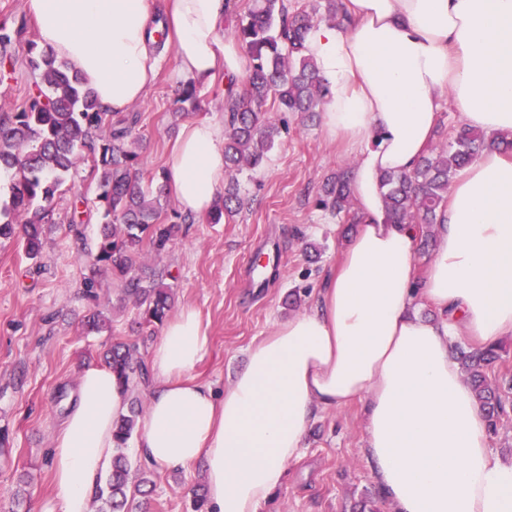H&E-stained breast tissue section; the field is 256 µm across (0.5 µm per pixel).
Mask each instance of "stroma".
<instances>
[{"label":"stroma","mask_w":512,"mask_h":512,"mask_svg":"<svg viewBox=\"0 0 512 512\" xmlns=\"http://www.w3.org/2000/svg\"><path fill=\"white\" fill-rule=\"evenodd\" d=\"M163 64L147 96L131 111L133 134L145 171L165 168L170 146L183 123L175 115L180 90L172 79L175 56ZM287 118L288 133L263 166L239 176L243 209L220 223L195 218L182 225L161 259L148 267L164 272L174 287L173 311L196 309L210 348L195 377L223 393L242 366L248 348L285 319L308 312L324 276L336 264L350 233L317 199L324 181L349 169L352 156L328 139L320 114L273 113ZM94 199L96 184L87 166L69 176L52 203L55 221L46 225L38 261L26 258L15 240L0 241V512H54L51 448L65 410L59 393H72L82 370L101 364L105 344L136 343L149 354L159 332L140 325L138 310L121 299L119 278H101L99 308L110 331H88L80 283L88 274L84 251L94 246L99 219L88 211L83 239L68 231L74 192ZM365 416L359 405L319 413L299 462L262 512H350L380 490L364 455ZM132 480L147 477L155 490L150 512H191L203 492L200 466L169 470L143 463L127 446Z\"/></svg>","instance_id":"1"}]
</instances>
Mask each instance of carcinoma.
<instances>
[{"mask_svg": "<svg viewBox=\"0 0 512 512\" xmlns=\"http://www.w3.org/2000/svg\"><path fill=\"white\" fill-rule=\"evenodd\" d=\"M334 20L345 17L339 0H323L312 8L289 7L288 0H251L247 12L236 17L232 37L246 50L249 74L242 89L227 82L224 95V194L210 215L213 223L240 210L238 175L243 168L262 165L276 138L288 133V124L270 121L267 112H313L329 94L315 62L305 53V36L317 23L319 11ZM25 52L36 71L34 88L23 107L6 112L0 106V171L10 174V200L0 204V239L19 241L30 260L43 247V226L54 223L51 202L71 172L88 164L96 180L95 206L102 229L95 246L85 252L89 274L81 283L82 297L94 303L99 276L112 273L122 280V300L139 310L142 320L161 326L174 302L173 286L163 273L148 270L142 247L159 258L186 223L173 213L163 222L167 208L164 174L144 179L139 154L132 150V130L137 118L112 122V113L99 105L78 72L64 59L29 40L21 43L0 24V68L12 66ZM199 87L182 85L178 111L199 108ZM485 135L461 125L446 147L433 146L409 172L386 174L384 203L388 219L418 226L440 223V211L448 186L458 169L487 147ZM349 173L328 179L318 206L340 216L348 224L360 222L350 210ZM498 344L484 348H456V359L468 373L476 397L485 409L491 432L507 413L508 396L488 383V371L500 359ZM120 386L129 391L148 380L145 361L137 347L115 340L103 352ZM141 402L133 400L113 430L112 471L98 489L103 506L98 512H144L145 502L130 496V467L124 454L138 424Z\"/></svg>", "mask_w": 512, "mask_h": 512, "instance_id": "carcinoma-1", "label": "carcinoma"}]
</instances>
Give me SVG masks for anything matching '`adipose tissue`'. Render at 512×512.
<instances>
[{"label":"adipose tissue","mask_w":512,"mask_h":512,"mask_svg":"<svg viewBox=\"0 0 512 512\" xmlns=\"http://www.w3.org/2000/svg\"><path fill=\"white\" fill-rule=\"evenodd\" d=\"M224 4L24 0L42 47L113 113L156 79L158 22L168 27L177 81L242 76L248 61L224 35ZM344 8V19L309 30L306 53L329 88L323 128L356 154L357 231L312 311L251 345L223 395L192 376L209 350L197 311L171 319L151 353L136 448L163 468L201 464L208 512H261L317 414L358 400L365 457L396 512H512V465L493 454L485 413L451 356L459 333L482 347L512 334V155L493 143L457 172L421 275L418 230L387 221L381 184L426 153L443 102L488 137L512 133V0H345ZM166 176L185 213L207 215L224 182L223 127L185 122ZM422 301L438 320L417 313ZM127 407L111 369H84L52 450L57 512H90Z\"/></svg>","instance_id":"obj_1"}]
</instances>
